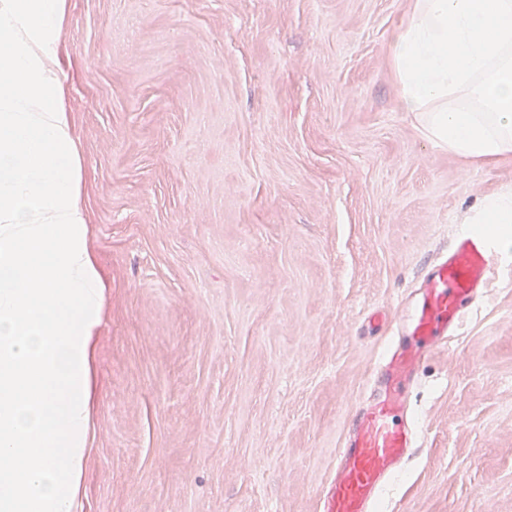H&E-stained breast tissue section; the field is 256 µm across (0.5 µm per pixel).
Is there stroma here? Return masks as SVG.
I'll list each match as a JSON object with an SVG mask.
<instances>
[{
    "label": "stroma",
    "mask_w": 512,
    "mask_h": 512,
    "mask_svg": "<svg viewBox=\"0 0 512 512\" xmlns=\"http://www.w3.org/2000/svg\"><path fill=\"white\" fill-rule=\"evenodd\" d=\"M414 0H67L64 104L107 286L82 512H320L403 304L512 187L424 140ZM377 512H512V280L410 394Z\"/></svg>",
    "instance_id": "35a3bbf8"
}]
</instances>
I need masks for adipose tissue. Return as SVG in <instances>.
Returning a JSON list of instances; mask_svg holds the SVG:
<instances>
[{
  "label": "adipose tissue",
  "instance_id": "ef3b65f1",
  "mask_svg": "<svg viewBox=\"0 0 512 512\" xmlns=\"http://www.w3.org/2000/svg\"><path fill=\"white\" fill-rule=\"evenodd\" d=\"M66 0H0V512H81L105 286L63 105ZM392 71L421 136L512 156V0H415ZM475 223L512 249V190Z\"/></svg>",
  "mask_w": 512,
  "mask_h": 512
}]
</instances>
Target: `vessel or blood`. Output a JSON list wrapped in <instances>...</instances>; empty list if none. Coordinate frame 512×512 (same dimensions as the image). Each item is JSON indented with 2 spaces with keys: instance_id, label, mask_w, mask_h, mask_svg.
I'll return each instance as SVG.
<instances>
[{
  "instance_id": "obj_1",
  "label": "vessel or blood",
  "mask_w": 512,
  "mask_h": 512,
  "mask_svg": "<svg viewBox=\"0 0 512 512\" xmlns=\"http://www.w3.org/2000/svg\"><path fill=\"white\" fill-rule=\"evenodd\" d=\"M507 256L497 240L462 232L427 267L417 296L404 306L396 345L375 369L371 397L348 424L321 512H375L391 480L407 468L420 446L408 402L420 362L457 335Z\"/></svg>"
}]
</instances>
